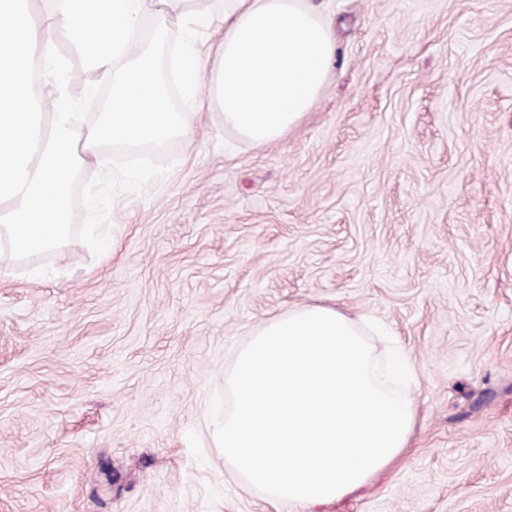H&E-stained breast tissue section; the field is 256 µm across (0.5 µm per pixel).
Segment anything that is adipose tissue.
I'll return each mask as SVG.
<instances>
[{"label": "adipose tissue", "instance_id": "adipose-tissue-1", "mask_svg": "<svg viewBox=\"0 0 512 512\" xmlns=\"http://www.w3.org/2000/svg\"><path fill=\"white\" fill-rule=\"evenodd\" d=\"M0 0V239L21 260L58 248L72 209L68 186L104 145L193 139L203 108L256 147L280 141L318 100L336 42L309 0ZM181 29L183 83L194 104L175 110L148 55H136L141 21ZM66 32L93 74L73 88L55 35ZM218 33L201 50L197 36ZM112 88L109 109L86 121L79 104Z\"/></svg>", "mask_w": 512, "mask_h": 512}]
</instances>
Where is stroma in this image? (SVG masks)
Wrapping results in <instances>:
<instances>
[{
  "mask_svg": "<svg viewBox=\"0 0 512 512\" xmlns=\"http://www.w3.org/2000/svg\"><path fill=\"white\" fill-rule=\"evenodd\" d=\"M336 59L264 147H107L73 233L0 275V512H277L209 419L238 346L305 304L418 369L404 455L313 512H512V0H312Z\"/></svg>",
  "mask_w": 512,
  "mask_h": 512,
  "instance_id": "stroma-1",
  "label": "stroma"
}]
</instances>
